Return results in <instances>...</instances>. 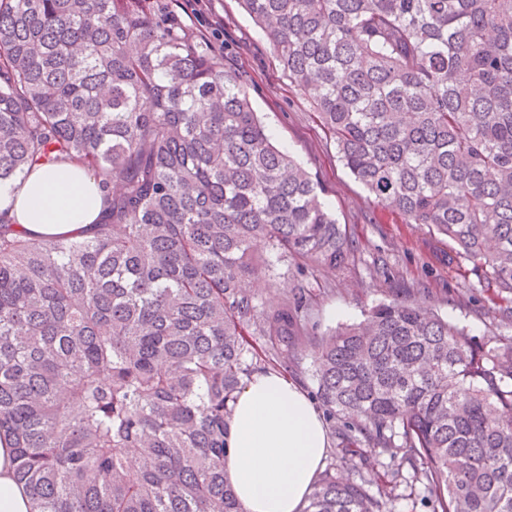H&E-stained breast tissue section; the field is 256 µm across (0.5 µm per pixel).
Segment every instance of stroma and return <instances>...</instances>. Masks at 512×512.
<instances>
[{
	"mask_svg": "<svg viewBox=\"0 0 512 512\" xmlns=\"http://www.w3.org/2000/svg\"><path fill=\"white\" fill-rule=\"evenodd\" d=\"M219 24L211 52L246 83L256 112L276 146L288 151L323 186V201L349 232L355 251L336 270L275 263L259 290L274 305L294 287L312 293L301 319L312 337L361 322L375 305L407 300L463 328L469 339L512 342V304L487 288L480 268L449 263L448 242L423 224H403L381 208L340 160L309 99L282 74L273 48L237 0H206Z\"/></svg>",
	"mask_w": 512,
	"mask_h": 512,
	"instance_id": "stroma-1",
	"label": "stroma"
}]
</instances>
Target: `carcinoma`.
I'll list each match as a JSON object with an SVG mask.
<instances>
[{"label": "carcinoma", "mask_w": 512, "mask_h": 512, "mask_svg": "<svg viewBox=\"0 0 512 512\" xmlns=\"http://www.w3.org/2000/svg\"><path fill=\"white\" fill-rule=\"evenodd\" d=\"M383 211L425 224L512 303V0H239ZM119 186L90 236L0 213V435L37 512H245L224 475L236 394L298 366L299 288L354 247L247 87L156 0H0V181L44 162ZM266 249L269 256L260 253ZM339 453L303 512H512V342L405 301L313 342ZM410 492V488L406 487L404 483L397 488L395 493L401 496H398L393 503L392 512H429L430 508L424 501H421V496L417 492L413 491L412 494Z\"/></svg>", "instance_id": "cac0c4a2"}]
</instances>
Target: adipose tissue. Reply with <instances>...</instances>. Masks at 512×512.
<instances>
[{
  "mask_svg": "<svg viewBox=\"0 0 512 512\" xmlns=\"http://www.w3.org/2000/svg\"><path fill=\"white\" fill-rule=\"evenodd\" d=\"M105 189L71 162L36 167L0 182V212L27 236L79 235L99 223ZM329 438L307 393L277 373L241 389L229 435L226 476L246 512H302ZM13 450L0 440V512H33L13 477Z\"/></svg>",
  "mask_w": 512,
  "mask_h": 512,
  "instance_id": "adipose-tissue-1",
  "label": "adipose tissue"
}]
</instances>
